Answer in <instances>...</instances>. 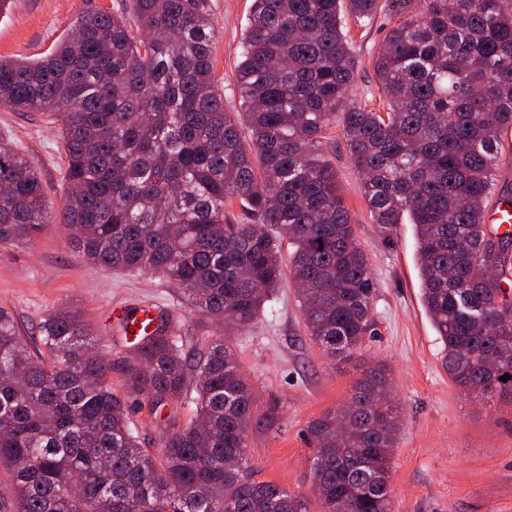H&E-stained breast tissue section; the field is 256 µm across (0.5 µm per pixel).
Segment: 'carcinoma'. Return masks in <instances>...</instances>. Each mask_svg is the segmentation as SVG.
Returning a JSON list of instances; mask_svg holds the SVG:
<instances>
[{"mask_svg":"<svg viewBox=\"0 0 512 512\" xmlns=\"http://www.w3.org/2000/svg\"><path fill=\"white\" fill-rule=\"evenodd\" d=\"M132 10L134 32L124 15L93 11L50 55L0 59V105L60 125L61 223L80 256L164 277L220 336L173 332L163 311L133 341L135 365L114 366L77 311L44 318L36 356L0 308V512H390L401 418L380 401L386 370L309 423L312 499L257 479L249 432L279 416H257L230 336L283 286L285 240L310 339L340 362L372 335L377 283L326 155L339 123L380 233L405 214L414 224L449 377L477 397L512 396V235L484 223L512 130V0H254L242 113L224 111L207 0ZM348 14L362 28L389 18L373 58L380 109L348 100ZM50 218L37 170L1 138L0 247ZM114 367L153 408L194 392L196 419H168L157 448L144 447L106 384Z\"/></svg>","mask_w":512,"mask_h":512,"instance_id":"1","label":"carcinoma"}]
</instances>
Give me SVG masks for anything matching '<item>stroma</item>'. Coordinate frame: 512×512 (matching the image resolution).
Instances as JSON below:
<instances>
[{
  "mask_svg": "<svg viewBox=\"0 0 512 512\" xmlns=\"http://www.w3.org/2000/svg\"><path fill=\"white\" fill-rule=\"evenodd\" d=\"M128 0H11L0 14V57L37 60L71 36L87 12L128 8ZM252 0H210L216 31L213 64L224 89V108L240 109L236 67ZM388 20L351 26L357 57L348 96H367L376 85L372 58ZM0 137L36 167L52 223L28 243L0 248V308L11 312L24 336L37 335L47 313L78 307L91 325L100 352L120 361L130 341L112 318L116 305L156 303L179 319L181 329L216 338L212 321L185 304L162 276L118 272L92 265L75 250L58 216L65 201V149L59 125L39 112L0 106ZM327 152L377 282L375 331L356 358L331 361L307 336L292 281L266 303L259 320L232 340L238 363L251 381L259 412L279 410V427L252 432L248 448L258 479L289 490L310 491L315 450L310 421L344 404L365 370L386 365L391 399L401 427L391 461V512H512V398L481 400L448 377L442 344L420 298L417 241L412 224L383 238L373 223L341 128Z\"/></svg>",
  "mask_w": 512,
  "mask_h": 512,
  "instance_id": "stroma-1",
  "label": "stroma"
}]
</instances>
